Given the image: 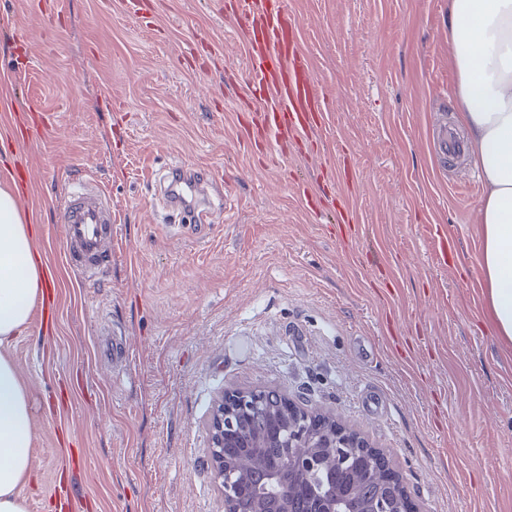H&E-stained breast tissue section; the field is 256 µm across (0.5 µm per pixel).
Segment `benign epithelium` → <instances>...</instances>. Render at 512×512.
Masks as SVG:
<instances>
[{
    "instance_id": "7a95c632",
    "label": "benign epithelium",
    "mask_w": 512,
    "mask_h": 512,
    "mask_svg": "<svg viewBox=\"0 0 512 512\" xmlns=\"http://www.w3.org/2000/svg\"><path fill=\"white\" fill-rule=\"evenodd\" d=\"M286 404L293 416L283 422L278 415V407ZM265 407L270 421L266 437L279 443L283 450L280 459L269 464L264 492L258 494L254 512H266L264 498L267 495L278 499L286 506L291 490L281 479L285 469L306 480L322 470L331 471L340 462L344 465V482L341 495H336V487H331L316 502L313 512H351L357 496V476H376L374 461L380 451L368 442L361 433L348 428L335 415L320 412L303 397L280 395L278 402L271 403L266 396V388L254 387L246 390L226 389L214 401L209 429L211 446L208 466L214 481L224 497V512H238V501L247 494L243 472L250 466L243 457L224 456V444L239 434L240 415ZM325 448H333L336 454L326 456ZM381 483L390 498V512H410V500L400 475L396 471L384 472Z\"/></svg>"
}]
</instances>
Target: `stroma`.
I'll return each instance as SVG.
<instances>
[{
    "mask_svg": "<svg viewBox=\"0 0 512 512\" xmlns=\"http://www.w3.org/2000/svg\"><path fill=\"white\" fill-rule=\"evenodd\" d=\"M0 0V185L56 268L11 355L36 440L28 512H224L207 418L226 388L300 393L384 452L420 512H512V348L482 319L481 191L455 134L448 0H288L325 94L314 147L253 150L236 0ZM213 177L195 226L159 180ZM112 200V265H66V184ZM325 206L312 219L300 187ZM448 236L440 261L437 227ZM121 332L129 360L99 354ZM83 459V472L66 470Z\"/></svg>",
    "mask_w": 512,
    "mask_h": 512,
    "instance_id": "stroma-1",
    "label": "stroma"
}]
</instances>
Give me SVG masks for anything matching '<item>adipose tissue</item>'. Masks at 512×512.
<instances>
[{"mask_svg":"<svg viewBox=\"0 0 512 512\" xmlns=\"http://www.w3.org/2000/svg\"><path fill=\"white\" fill-rule=\"evenodd\" d=\"M458 121L483 183L477 257L484 320L512 346V0H448ZM47 273L16 196L0 186V512H27L35 438L29 390L11 359Z\"/></svg>","mask_w":512,"mask_h":512,"instance_id":"adipose-tissue-1","label":"adipose tissue"}]
</instances>
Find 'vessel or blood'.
Returning a JSON list of instances; mask_svg holds the SVG:
<instances>
[{
	"label": "vessel or blood",
	"mask_w": 512,
	"mask_h": 512,
	"mask_svg": "<svg viewBox=\"0 0 512 512\" xmlns=\"http://www.w3.org/2000/svg\"><path fill=\"white\" fill-rule=\"evenodd\" d=\"M236 33L248 34L250 57L245 78L267 99L257 113L268 151L290 140L314 138L322 125L325 97L298 41L299 22L288 0H238ZM206 182L178 165L164 189L169 208L191 223L208 224L213 210ZM60 222L65 261L85 283L98 280L112 261V202L94 180L71 183L64 194Z\"/></svg>",
	"instance_id": "1"
}]
</instances>
